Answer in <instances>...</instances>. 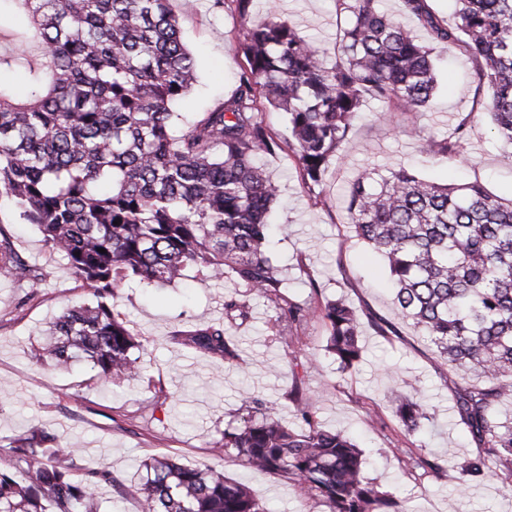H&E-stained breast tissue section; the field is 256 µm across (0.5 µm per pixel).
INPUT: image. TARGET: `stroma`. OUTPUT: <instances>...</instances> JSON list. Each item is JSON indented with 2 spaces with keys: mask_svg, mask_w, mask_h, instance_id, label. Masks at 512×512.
Instances as JSON below:
<instances>
[{
  "mask_svg": "<svg viewBox=\"0 0 512 512\" xmlns=\"http://www.w3.org/2000/svg\"><path fill=\"white\" fill-rule=\"evenodd\" d=\"M171 6L197 64L196 84L175 107L188 122L234 91L242 61L238 44L248 22L214 0H171ZM272 7L318 45L338 43L347 24L334 0H255L251 20H262ZM435 55L439 86L422 111H390L366 100L319 186L305 183L291 148L263 158L279 187L269 214L274 232L268 251L288 294L314 306L343 299L360 315L376 313L395 322L396 335L383 338L365 328L361 360L340 373L325 349L328 331L321 319L309 322L300 339L275 335L273 308L251 293L246 319L232 329L238 358L226 365L171 339L176 330L223 319L224 293L233 287L231 280L216 281L192 268L180 285L126 288L112 300L114 313L142 343L138 377L108 386L83 363L53 370L34 358L42 331L53 317L92 303L93 296L61 257L45 251L38 229L15 223L10 204L0 199V227L11 234L18 255L43 273L32 289L0 274V443L36 428L76 443L78 466L111 476L101 487V512H139L129 489L140 478L139 462L155 455L187 465L214 464L247 484L269 512H325L286 478L249 469L233 456H211L227 424L245 416V393L276 405L284 424L298 426L288 398L298 380L318 398L320 428L349 436L363 452L365 477L384 485L407 512H512V483L493 479L457 487V467L478 445L455 418L448 364L411 325L398 321L384 263L355 236L347 213L348 184L373 169L404 167L438 184L476 183L512 197V169L500 162L502 145L490 131L487 94L478 90L470 60L455 49L439 48ZM464 117L472 125L466 161L421 165L422 138L445 137ZM313 281L319 293H312ZM415 384L425 391L432 421L424 432L408 436L390 398ZM377 415L383 425L374 423ZM412 452L440 458L442 472L412 469Z\"/></svg>",
  "mask_w": 512,
  "mask_h": 512,
  "instance_id": "1",
  "label": "stroma"
}]
</instances>
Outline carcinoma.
Segmentation results:
<instances>
[{"instance_id":"carcinoma-1","label":"carcinoma","mask_w":512,"mask_h":512,"mask_svg":"<svg viewBox=\"0 0 512 512\" xmlns=\"http://www.w3.org/2000/svg\"><path fill=\"white\" fill-rule=\"evenodd\" d=\"M28 12L35 35L13 38L0 67L22 64L26 95L0 88V197L15 219L36 226L95 301L68 309L47 326L35 353L64 371L85 362L112 385L140 373L139 341L112 311L121 288L175 285L194 267L220 279L224 321L179 330L173 340L230 363L237 359L233 323L247 316L246 294L275 309L280 334L318 315L326 350L346 372L362 357L364 324L341 299L318 308L285 294L266 255L268 216L278 189L257 162L282 149L264 119L263 102L288 119L286 144L303 177L317 184L345 144L370 97L390 109L418 112L434 95L436 47L459 49L488 91L492 129L512 165V0H455L454 20L438 19L428 0H401L402 12L426 28L430 45L379 0H334L352 17L342 54L311 44L275 7L246 29L237 86L215 109L178 124L173 104L197 81L195 61L180 36L170 0H12ZM241 20L253 0H216ZM470 119L446 138L424 139L430 161L462 159ZM356 236L380 254L395 286L398 317L430 339L448 362L460 422L479 452L458 467V485L512 476V201L478 184L450 187L405 168L366 172L347 201ZM105 252H99V249ZM0 272L35 283L30 268L0 227ZM394 393L409 435L430 420L423 390ZM289 398L301 426L290 428L267 407L228 425L212 448L252 469L288 479L327 512H407L381 485L363 476L362 451L313 420L315 399L294 383ZM19 480L0 470V512H99L107 473L81 472L75 450L32 430L8 443ZM135 487L141 512H267L243 483L208 465L167 456L143 463Z\"/></svg>"}]
</instances>
